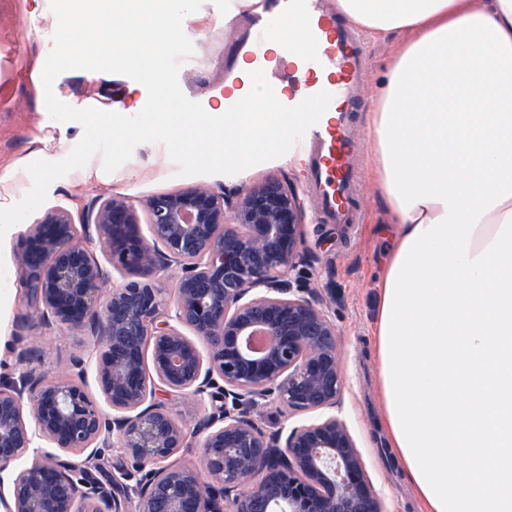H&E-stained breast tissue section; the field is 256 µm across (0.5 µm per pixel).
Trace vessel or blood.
Returning <instances> with one entry per match:
<instances>
[{"label": "vessel or blood", "instance_id": "vessel-or-blood-1", "mask_svg": "<svg viewBox=\"0 0 512 512\" xmlns=\"http://www.w3.org/2000/svg\"><path fill=\"white\" fill-rule=\"evenodd\" d=\"M285 14L302 20L306 51L297 63H281L264 90L281 111L304 115L288 150L303 167L316 211L330 224L358 223L350 105L365 77L362 39L337 19L331 0H264L251 16L254 55Z\"/></svg>", "mask_w": 512, "mask_h": 512}]
</instances>
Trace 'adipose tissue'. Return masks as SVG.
I'll return each instance as SVG.
<instances>
[{
    "label": "adipose tissue",
    "mask_w": 512,
    "mask_h": 512,
    "mask_svg": "<svg viewBox=\"0 0 512 512\" xmlns=\"http://www.w3.org/2000/svg\"><path fill=\"white\" fill-rule=\"evenodd\" d=\"M402 35L371 100L370 182L396 226L374 345L389 445L424 512H512V0H335ZM239 60L210 155L248 174L296 116Z\"/></svg>",
    "instance_id": "obj_1"
}]
</instances>
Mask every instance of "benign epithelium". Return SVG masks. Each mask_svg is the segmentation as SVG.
<instances>
[{"label": "benign epithelium", "mask_w": 512, "mask_h": 512, "mask_svg": "<svg viewBox=\"0 0 512 512\" xmlns=\"http://www.w3.org/2000/svg\"><path fill=\"white\" fill-rule=\"evenodd\" d=\"M305 221L299 194L276 177L231 199L200 183L139 201L98 196L77 216L45 210L14 253L26 305L45 327L92 337L112 417L82 385L84 359L43 382L18 325L12 353L25 370L0 384V488L39 437L88 456L23 469L11 496L0 492L4 512H127L133 494L137 512H383L361 451L331 413L342 358L325 300L300 282ZM172 267L182 275L171 303L161 275ZM112 269L127 277L109 290ZM169 392L220 402L199 426V471L162 465L188 447ZM261 401L307 420L267 432L251 416ZM99 444L112 445L121 475L107 485L92 462Z\"/></svg>", "instance_id": "obj_1"}]
</instances>
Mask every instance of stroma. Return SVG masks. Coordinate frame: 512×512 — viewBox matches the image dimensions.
Masks as SVG:
<instances>
[{
	"instance_id": "35a3bbf8",
	"label": "stroma",
	"mask_w": 512,
	"mask_h": 512,
	"mask_svg": "<svg viewBox=\"0 0 512 512\" xmlns=\"http://www.w3.org/2000/svg\"><path fill=\"white\" fill-rule=\"evenodd\" d=\"M225 0H203L201 8L185 17L183 31L192 41L194 52L180 69L178 81L184 95L200 103L205 111L219 104L217 91L228 78L232 63L225 47H246L248 31L238 21H225ZM57 26L50 0H0V208L13 205L32 187L27 170L37 159H63L83 135L79 123L50 118L44 104L41 73L54 47L51 36ZM367 75L357 91L358 110L354 123L358 134L356 163H363L367 150L366 125L370 97L383 80L393 49L392 40L365 37ZM55 95L76 107H94L122 112L130 106L145 105L147 91L133 79L116 73L71 70L59 75L53 84ZM178 165L160 143L138 145L116 171L105 172L100 158L54 181L47 206L77 208L97 195L122 194L136 200L148 195L188 188L200 182L216 191L235 195L255 183L274 176L305 192V173L290 160L262 159L248 177L239 175L182 176ZM358 203L363 215L359 224L339 226L319 223L315 211H308L302 231L308 259L302 268L310 286L327 302L336 327L342 355L344 392L338 416L346 423L364 456L367 472L379 493L384 512H420V504L410 480L383 429V415L377 391L378 363L372 348V324L377 310L379 276L392 244L388 217L379 198L373 195L367 171H360ZM34 217L12 227L0 240L4 260L7 298L0 310V380L16 373L10 353L16 324L27 323L38 338V351L32 362L45 381H53L70 367L75 357L87 359L89 368L84 387L103 413L105 405L94 368L96 357L90 337L77 330L41 327L30 313L14 252L19 236ZM166 403L174 419L187 431L190 445L173 456L174 464L196 467L200 464L198 420L213 409L211 400L194 402L192 397L171 394Z\"/></svg>"
}]
</instances>
